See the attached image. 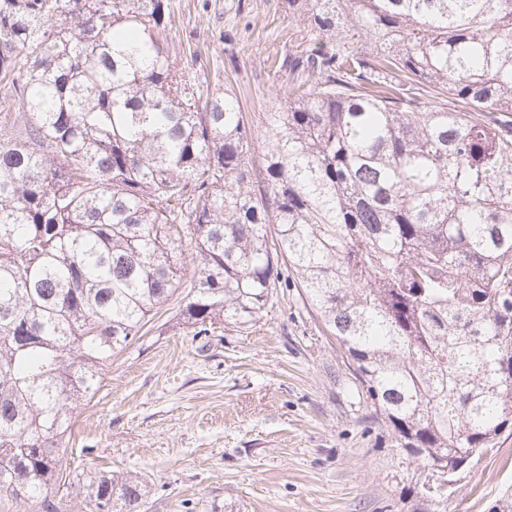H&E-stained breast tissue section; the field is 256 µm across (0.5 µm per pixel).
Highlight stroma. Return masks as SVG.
I'll return each instance as SVG.
<instances>
[{"label":"stroma","instance_id":"stroma-1","mask_svg":"<svg viewBox=\"0 0 512 512\" xmlns=\"http://www.w3.org/2000/svg\"><path fill=\"white\" fill-rule=\"evenodd\" d=\"M171 52H202L210 90L233 91L249 124L285 100L302 34L288 0H175ZM172 297L112 357L74 427L72 464L143 481L148 512H406L390 437L371 429L352 362L297 284L255 320L209 335L180 324ZM512 485V429L465 471L448 512H490Z\"/></svg>","mask_w":512,"mask_h":512}]
</instances>
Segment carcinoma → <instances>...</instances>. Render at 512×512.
<instances>
[{
  "instance_id": "obj_1",
  "label": "carcinoma",
  "mask_w": 512,
  "mask_h": 512,
  "mask_svg": "<svg viewBox=\"0 0 512 512\" xmlns=\"http://www.w3.org/2000/svg\"><path fill=\"white\" fill-rule=\"evenodd\" d=\"M288 4L312 38L258 130L172 57L173 0H0L23 123L0 136V501L58 512L65 479L83 512H145L139 480L64 473L75 415L184 283L183 323L244 324L282 259L391 431L409 512L512 425V0Z\"/></svg>"
}]
</instances>
